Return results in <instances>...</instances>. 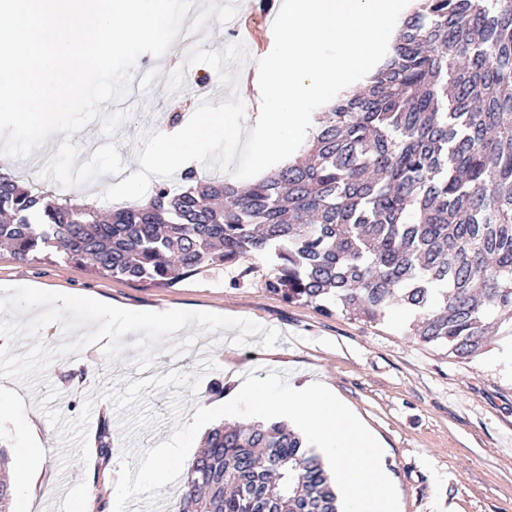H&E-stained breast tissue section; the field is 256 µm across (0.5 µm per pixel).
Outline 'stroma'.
<instances>
[{
    "label": "stroma",
    "instance_id": "stroma-1",
    "mask_svg": "<svg viewBox=\"0 0 512 512\" xmlns=\"http://www.w3.org/2000/svg\"><path fill=\"white\" fill-rule=\"evenodd\" d=\"M177 66L167 55L148 66L135 64L125 100L102 105L108 113H127L114 137L126 173L140 168L142 133L170 131L175 112L190 118L194 79L211 71L205 64L189 67L182 91L172 95L166 81ZM266 271L264 259L247 256L175 285L154 287L55 257L22 265L0 248V286L86 295L132 310L246 317L280 334L272 348L262 347L259 334L251 345L237 346L236 330L221 329L198 336L183 355L163 351L154 367L140 372L130 333L116 359L92 346L89 360L53 362L47 384L37 389L0 379V401L14 405L0 414V447L11 456L25 447L28 424L40 436L33 473H10L19 497L31 498L33 512H81L87 500L104 503L103 512H126L144 495L164 500L167 512H176L180 479L204 436L203 430L186 428L187 417L196 407L233 397L245 373L272 370L290 383L323 381L336 389L384 447L400 512H512V324L502 323L488 353L461 360L445 347L422 342L410 318L390 312L368 322L287 301L265 288ZM52 386L61 393L53 405L65 419H76L85 401L93 403L89 461L64 471L58 434L39 406ZM104 416L112 426L106 460L96 444ZM164 442L181 448L179 456L168 458L173 475L160 486L147 477L145 466Z\"/></svg>",
    "mask_w": 512,
    "mask_h": 512
}]
</instances>
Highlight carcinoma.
<instances>
[{"instance_id":"carcinoma-1","label":"carcinoma","mask_w":512,"mask_h":512,"mask_svg":"<svg viewBox=\"0 0 512 512\" xmlns=\"http://www.w3.org/2000/svg\"><path fill=\"white\" fill-rule=\"evenodd\" d=\"M102 218L0 173V244L170 286L251 254L290 302L379 321L462 360L512 315V0H421L363 91L317 118L302 155L240 187L181 175ZM0 450V512L15 487ZM179 512H339L321 458L279 422L218 425Z\"/></svg>"}]
</instances>
